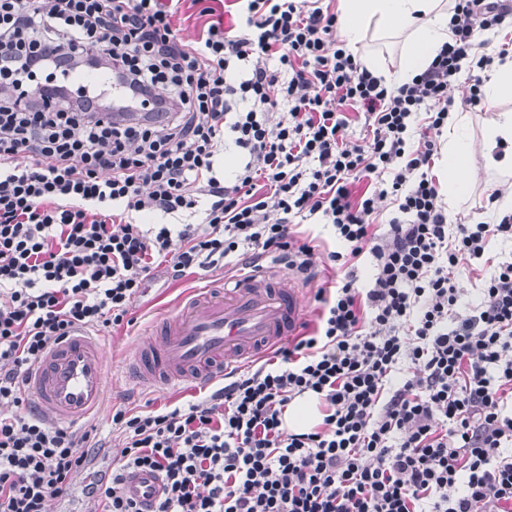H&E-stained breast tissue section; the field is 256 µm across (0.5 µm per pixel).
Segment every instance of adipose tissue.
<instances>
[{
	"label": "adipose tissue",
	"mask_w": 512,
	"mask_h": 512,
	"mask_svg": "<svg viewBox=\"0 0 512 512\" xmlns=\"http://www.w3.org/2000/svg\"><path fill=\"white\" fill-rule=\"evenodd\" d=\"M449 20L448 0H342L339 31L346 46L359 52L362 64L395 88L428 67L448 39ZM369 39L379 43V50L366 49ZM389 44L400 50V65L394 71L381 52ZM484 95L486 110L494 114L486 130L489 143L512 142V114L499 109L502 101L512 99V64L492 70ZM446 134L444 182L456 198L469 188L465 162L470 143L460 113H450Z\"/></svg>",
	"instance_id": "obj_1"
}]
</instances>
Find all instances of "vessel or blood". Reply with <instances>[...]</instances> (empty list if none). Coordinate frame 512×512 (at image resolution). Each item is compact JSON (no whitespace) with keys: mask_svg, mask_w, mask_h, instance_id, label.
I'll return each mask as SVG.
<instances>
[{"mask_svg":"<svg viewBox=\"0 0 512 512\" xmlns=\"http://www.w3.org/2000/svg\"><path fill=\"white\" fill-rule=\"evenodd\" d=\"M302 311L300 289L258 268L229 288L188 291L150 335L137 339L124 366L146 388L185 382L209 387L259 349L285 342ZM108 381L100 340L78 329L40 359L27 392L54 423L77 425L101 413ZM126 491L149 503L159 497L161 482L139 470L127 479Z\"/></svg>","mask_w":512,"mask_h":512,"instance_id":"obj_1","label":"vessel or blood"}]
</instances>
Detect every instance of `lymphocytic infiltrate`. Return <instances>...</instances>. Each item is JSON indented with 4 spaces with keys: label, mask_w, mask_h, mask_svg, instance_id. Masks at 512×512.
Segmentation results:
<instances>
[{
    "label": "lymphocytic infiltrate",
    "mask_w": 512,
    "mask_h": 512,
    "mask_svg": "<svg viewBox=\"0 0 512 512\" xmlns=\"http://www.w3.org/2000/svg\"><path fill=\"white\" fill-rule=\"evenodd\" d=\"M180 2L0 0V512H46L101 449L28 406L54 343L120 325L160 269L175 280L271 254L315 279L295 231L308 219L345 270L318 289L313 331L201 400L116 410L119 450L89 512H512V262L474 307L454 282L491 237L512 238V210L449 225L429 136L463 65L476 73L460 100L480 103V70L508 52L482 53L477 35L512 19V0H455L448 42L394 89L346 51L320 0H237L234 29L216 21L190 43ZM91 57L160 121L113 119L59 80ZM350 110L371 136L345 140ZM231 146L239 162L218 177ZM307 392L323 419L288 431ZM139 469L161 480L149 509L125 491Z\"/></svg>",
    "instance_id": "lymphocytic-infiltrate-1"
}]
</instances>
